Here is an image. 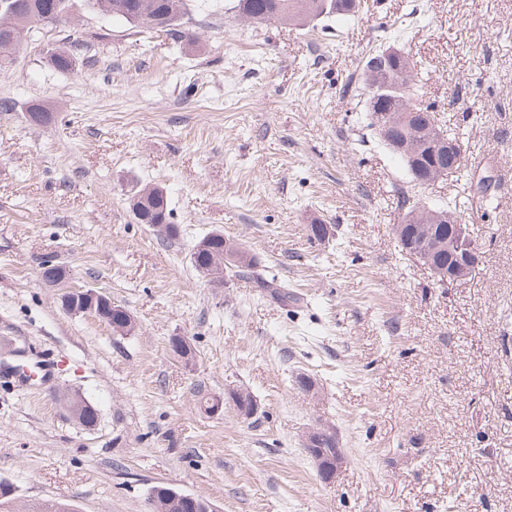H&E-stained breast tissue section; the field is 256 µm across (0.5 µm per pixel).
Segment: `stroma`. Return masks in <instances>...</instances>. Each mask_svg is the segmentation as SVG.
<instances>
[{
    "instance_id": "1",
    "label": "stroma",
    "mask_w": 512,
    "mask_h": 512,
    "mask_svg": "<svg viewBox=\"0 0 512 512\" xmlns=\"http://www.w3.org/2000/svg\"><path fill=\"white\" fill-rule=\"evenodd\" d=\"M186 2L198 46L74 0L75 26L34 31L0 71V358L62 364L26 391L0 378L16 512H149L161 482L214 512H512V0H360L305 26ZM74 37V69L56 70L48 49ZM390 46L421 61L422 103L468 159L426 192L485 253L457 286L393 234L409 176L370 138L358 83ZM35 104L49 123L29 119ZM487 169L490 204L468 186ZM138 183L167 195L177 240L135 222ZM318 222L333 229L321 242ZM213 231L298 302L196 272L192 248ZM86 288L127 308L133 331L68 312L62 295ZM66 392L97 408L95 426ZM319 424L346 458L332 485L302 445Z\"/></svg>"
}]
</instances>
